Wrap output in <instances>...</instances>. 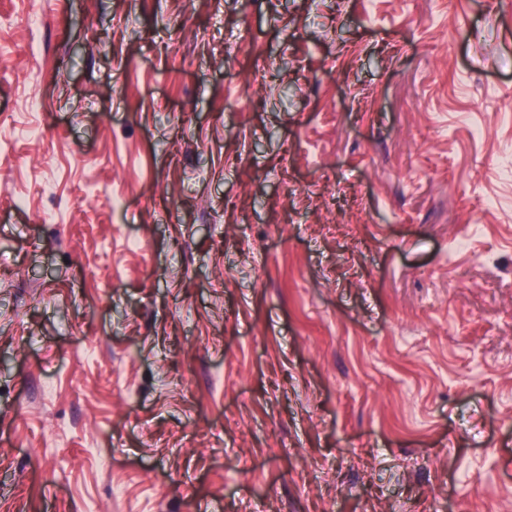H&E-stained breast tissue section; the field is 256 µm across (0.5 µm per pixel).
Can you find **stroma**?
I'll return each mask as SVG.
<instances>
[{"mask_svg": "<svg viewBox=\"0 0 512 512\" xmlns=\"http://www.w3.org/2000/svg\"><path fill=\"white\" fill-rule=\"evenodd\" d=\"M511 157L512 0H0V512H512Z\"/></svg>", "mask_w": 512, "mask_h": 512, "instance_id": "1", "label": "stroma"}]
</instances>
